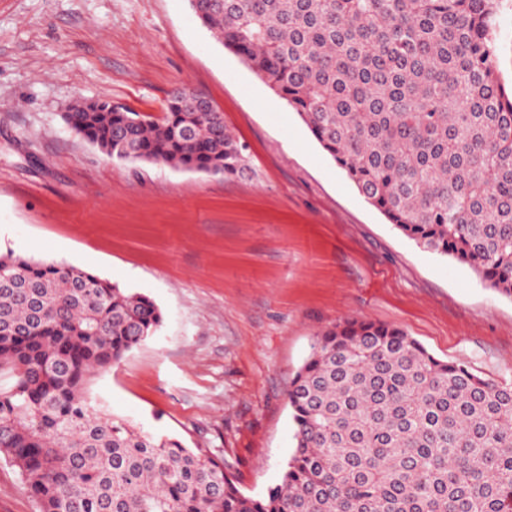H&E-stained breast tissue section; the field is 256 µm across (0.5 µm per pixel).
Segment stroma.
Here are the masks:
<instances>
[{"label": "stroma", "instance_id": "35a3bbf8", "mask_svg": "<svg viewBox=\"0 0 512 512\" xmlns=\"http://www.w3.org/2000/svg\"><path fill=\"white\" fill-rule=\"evenodd\" d=\"M204 93L244 149L236 175L113 161L63 120L78 99L161 117ZM151 297L160 330L87 386L93 404L223 457L260 498L293 450L288 388L317 332L363 317L512 381V298L417 246L188 0H0V253ZM0 512H38L0 459Z\"/></svg>", "mask_w": 512, "mask_h": 512}]
</instances>
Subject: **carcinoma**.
<instances>
[{
  "label": "carcinoma",
  "instance_id": "1",
  "mask_svg": "<svg viewBox=\"0 0 512 512\" xmlns=\"http://www.w3.org/2000/svg\"><path fill=\"white\" fill-rule=\"evenodd\" d=\"M199 23L286 100L366 201L418 246L512 297V91L499 0H195ZM184 88L155 119L78 100L67 126L119 162L233 175L224 113ZM163 323L148 296L73 265L0 254V458L40 512H512V383L347 318L288 390L280 484L96 410L86 384ZM496 34V61L506 88L512 85V0H501Z\"/></svg>",
  "mask_w": 512,
  "mask_h": 512
}]
</instances>
